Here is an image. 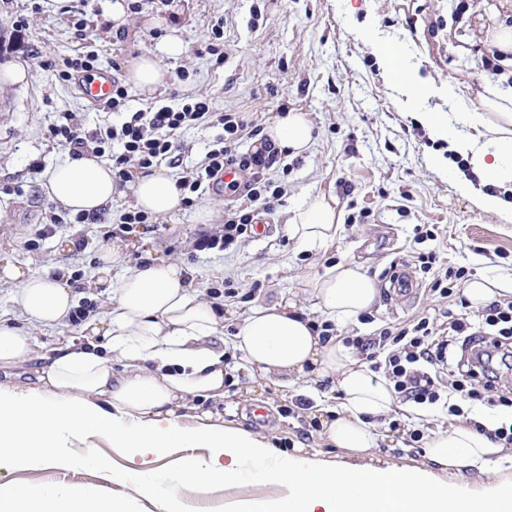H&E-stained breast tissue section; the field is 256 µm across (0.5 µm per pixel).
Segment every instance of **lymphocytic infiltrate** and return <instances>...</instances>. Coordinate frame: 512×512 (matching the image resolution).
Wrapping results in <instances>:
<instances>
[{"label":"lymphocytic infiltrate","instance_id":"obj_1","mask_svg":"<svg viewBox=\"0 0 512 512\" xmlns=\"http://www.w3.org/2000/svg\"><path fill=\"white\" fill-rule=\"evenodd\" d=\"M110 110L122 114L120 124L87 128L83 118L64 113L52 124L49 137L74 157L106 158L112 163V176L125 181L131 168L149 169L170 159L173 140L184 130L206 125L218 134L200 164L186 168L177 181L185 206H193L211 188L212 178L228 167L240 172L227 182L236 202L224 211L222 229L199 235L192 248L197 252H223L252 233L256 213L273 211L287 194L276 185L269 170L281 162L282 153L271 142L261 149L244 150L247 139L258 137L264 127L246 112L219 111L210 99L182 95L177 105L164 102L145 109H131L129 93L114 83ZM481 342L512 367V298L492 301L478 315L464 312L452 316L448 325H434L429 318L414 320L412 326L386 328L375 336L345 337L346 346L365 356L373 371L383 372L401 397L419 405H433L450 397L451 415H461L455 395L473 401L496 396L499 405L512 408V397L499 393L495 368L472 365L468 359L449 364L455 348Z\"/></svg>","mask_w":512,"mask_h":512}]
</instances>
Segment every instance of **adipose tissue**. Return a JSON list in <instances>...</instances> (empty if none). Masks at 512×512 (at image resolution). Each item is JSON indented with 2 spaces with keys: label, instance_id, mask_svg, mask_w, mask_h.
I'll return each instance as SVG.
<instances>
[{
  "label": "adipose tissue",
  "instance_id": "1",
  "mask_svg": "<svg viewBox=\"0 0 512 512\" xmlns=\"http://www.w3.org/2000/svg\"><path fill=\"white\" fill-rule=\"evenodd\" d=\"M184 43L170 29L158 52L136 57L130 83L149 93L165 84L164 59L180 56ZM498 119L486 123V143L474 148L449 129L443 113L424 112L425 127L446 139L451 151L470 155L472 178H458L459 191L481 210L501 213L498 187L512 182V106L488 99ZM282 151L301 155L313 142L303 111L277 117L267 132ZM48 196L75 214H88L127 197L134 209L157 219L171 217L182 197L172 174L135 171L125 187L111 164L90 157L62 158L49 172ZM343 219L334 188L301 198L284 224L302 249L331 243ZM95 287L108 308L81 326L82 344L39 353L30 326L52 328L76 308L67 279L5 263L0 279L15 283L14 297L29 325L0 322V512H133L155 495L153 462L169 459L170 487L163 512H185L181 491L207 496L230 487L240 493L228 512H512V448L491 442L473 424L458 422L430 438V467L375 464L374 418L397 405L392 384L375 379L366 364L336 340H322L293 299L258 306L224 337V305L205 298L183 263L146 255L141 267L113 280L112 248H104ZM320 311L348 320L379 297L375 281L357 263L341 264L305 280ZM230 344L249 376L286 389L302 378L330 379L339 407L315 411L327 442L347 453L339 462L320 453H281L268 434L224 423L205 409L224 397L223 344ZM34 377L27 386L25 377ZM104 441L126 461L115 468L95 443ZM89 467L100 480L83 485L29 484L17 472ZM275 487L258 498L244 485Z\"/></svg>",
  "mask_w": 512,
  "mask_h": 512
}]
</instances>
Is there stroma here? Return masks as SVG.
I'll return each mask as SVG.
<instances>
[{
	"instance_id": "35a3bbf8",
	"label": "stroma",
	"mask_w": 512,
	"mask_h": 512,
	"mask_svg": "<svg viewBox=\"0 0 512 512\" xmlns=\"http://www.w3.org/2000/svg\"><path fill=\"white\" fill-rule=\"evenodd\" d=\"M478 17L431 24L447 15L448 0H153L140 12L127 13L114 27L105 0H0V73L18 64L26 85H0V264L28 265L70 277L79 307L98 310L105 300L87 288L104 247L120 260L113 278L136 269L139 245L191 269L203 293L232 280L230 303L239 315L253 305L294 297L314 320L322 315L304 291V279L340 263H362L380 296L366 316L337 322L342 336H370L385 327L426 316L442 323L445 313L462 310L463 289L445 298L431 292L435 275L449 268L465 281L512 275V217L478 209L455 187L448 144L416 118L440 112L460 137L483 145L484 123L491 120L483 100L512 99L504 78L479 69L472 39L478 28L497 31L507 17L499 0H476ZM22 31H15L17 18ZM170 20L185 44L169 61L167 82L152 93L129 87L132 109H144L179 91L208 97L218 109L256 113L270 119L278 105L308 113L314 143L298 168L275 166L273 181L285 184L282 206L259 213L262 234L242 239L226 252L193 254L192 243L204 230L221 228L232 196L210 194L174 216L124 228L128 201L113 203L102 224H77L62 213L54 232L38 236L51 204L45 192L50 169L65 155L47 130L65 112L83 117L87 128L116 117L106 106L85 103L75 85L59 81L44 67L46 59L91 54L100 67L127 63L155 51L166 31L155 19ZM224 25V59L210 50L212 26ZM393 46L405 81L390 77L375 48ZM187 81H179V72ZM424 89L412 94L409 80ZM334 186L344 212L336 239L314 251L298 249L282 224L286 207L302 195ZM434 228L436 240L417 242L414 227ZM436 251L431 272L420 271L416 255ZM262 289L246 294L253 282ZM254 379L235 374L224 397V419L269 434L276 447L303 446L334 459L340 449L328 445L310 424L307 411L278 390L255 397ZM442 406L410 404L376 418L379 434L395 431L394 441L379 442L373 454L390 466H427L426 441L451 427ZM420 441H413L412 432Z\"/></svg>"
}]
</instances>
